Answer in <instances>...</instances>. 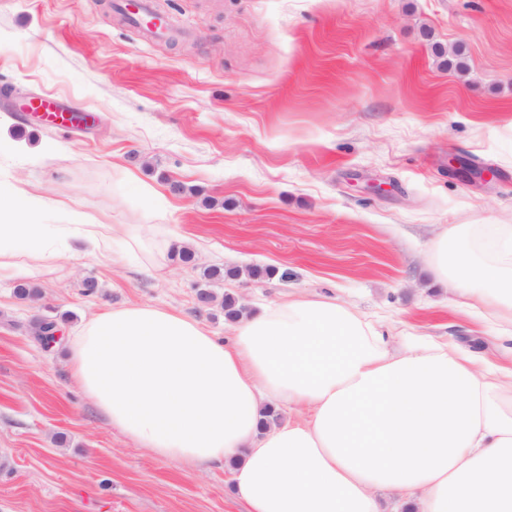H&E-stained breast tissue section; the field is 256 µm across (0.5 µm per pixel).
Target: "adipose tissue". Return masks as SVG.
<instances>
[{
    "label": "adipose tissue",
    "mask_w": 512,
    "mask_h": 512,
    "mask_svg": "<svg viewBox=\"0 0 512 512\" xmlns=\"http://www.w3.org/2000/svg\"><path fill=\"white\" fill-rule=\"evenodd\" d=\"M45 205L0 184V280L33 252L114 261L104 225L43 221ZM435 274L469 307L512 326V224L443 228ZM213 336L148 305L91 317L70 345L73 377L113 425L156 456L232 463L247 512H512V364L448 343L397 347L333 298H293ZM306 420L260 429L268 406Z\"/></svg>",
    "instance_id": "obj_1"
}]
</instances>
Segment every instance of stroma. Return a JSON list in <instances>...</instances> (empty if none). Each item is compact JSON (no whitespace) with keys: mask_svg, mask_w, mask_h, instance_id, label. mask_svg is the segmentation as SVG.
I'll list each match as a JSON object with an SVG mask.
<instances>
[{"mask_svg":"<svg viewBox=\"0 0 512 512\" xmlns=\"http://www.w3.org/2000/svg\"><path fill=\"white\" fill-rule=\"evenodd\" d=\"M112 2L0 0V135L25 146L0 153V183L47 202L45 223L75 210L152 234L124 266L33 262V300L0 281V512H246L229 466L158 457L82 393L68 347L107 309H173L224 338V294L253 313L333 297L394 342L500 361L502 340L428 254L440 225L512 224V0H153L172 38ZM33 97L85 120L57 129ZM452 156L495 179L450 172ZM175 244L194 265L171 259ZM210 266L241 274L202 309ZM44 317L60 331L48 350L32 333Z\"/></svg>","mask_w":512,"mask_h":512,"instance_id":"1","label":"stroma"}]
</instances>
